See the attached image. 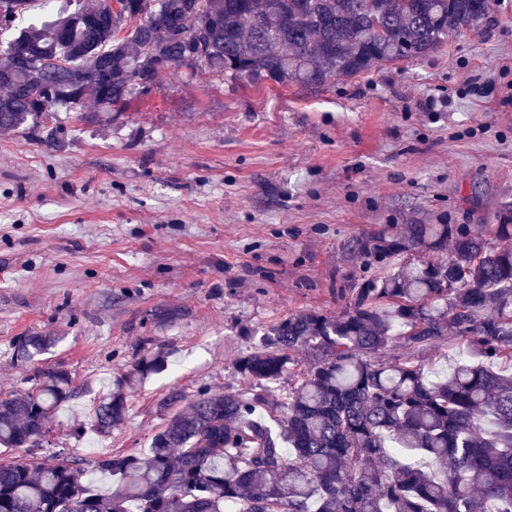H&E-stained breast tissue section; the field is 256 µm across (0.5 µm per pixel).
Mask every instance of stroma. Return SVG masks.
<instances>
[{"instance_id": "obj_1", "label": "stroma", "mask_w": 512, "mask_h": 512, "mask_svg": "<svg viewBox=\"0 0 512 512\" xmlns=\"http://www.w3.org/2000/svg\"><path fill=\"white\" fill-rule=\"evenodd\" d=\"M512 0L478 34L320 89L167 69L115 112L93 101L0 132V396L40 370L77 389L42 457L82 468L146 448L172 389L240 388L245 336L307 309L339 312L384 226L512 217ZM450 102L422 112L417 99ZM52 337L27 366L16 339ZM125 422L91 431L140 356Z\"/></svg>"}]
</instances>
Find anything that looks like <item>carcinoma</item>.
Returning a JSON list of instances; mask_svg holds the SVG:
<instances>
[{
	"instance_id": "1",
	"label": "carcinoma",
	"mask_w": 512,
	"mask_h": 512,
	"mask_svg": "<svg viewBox=\"0 0 512 512\" xmlns=\"http://www.w3.org/2000/svg\"><path fill=\"white\" fill-rule=\"evenodd\" d=\"M62 6L0 49V132L93 98L102 112L169 68L319 89L475 33L487 0H113ZM33 0H0L9 19ZM512 224H409L356 242L376 270L340 290L334 315L301 310L250 337L237 391L171 390L147 451L96 463L83 480L60 453L0 464V512H512ZM452 247L446 262L434 256ZM399 343L406 357L378 358ZM52 339L17 338L26 363ZM458 345L448 372L417 356ZM305 351L304 366L296 354ZM133 362L126 380L159 370ZM288 379V385H280ZM47 368L0 397V447L22 450L73 396ZM122 386L94 430L122 424Z\"/></svg>"
}]
</instances>
